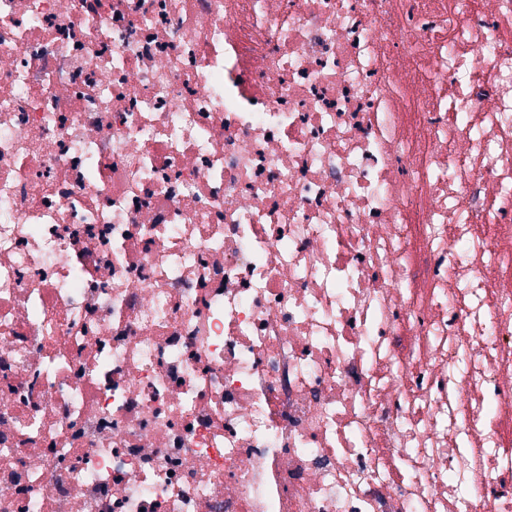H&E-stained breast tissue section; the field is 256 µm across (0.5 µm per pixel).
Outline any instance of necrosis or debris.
I'll list each match as a JSON object with an SVG mask.
<instances>
[{"label": "necrosis or debris", "instance_id": "necrosis-or-debris-1", "mask_svg": "<svg viewBox=\"0 0 512 512\" xmlns=\"http://www.w3.org/2000/svg\"><path fill=\"white\" fill-rule=\"evenodd\" d=\"M0 512H512V0H0Z\"/></svg>", "mask_w": 512, "mask_h": 512}]
</instances>
